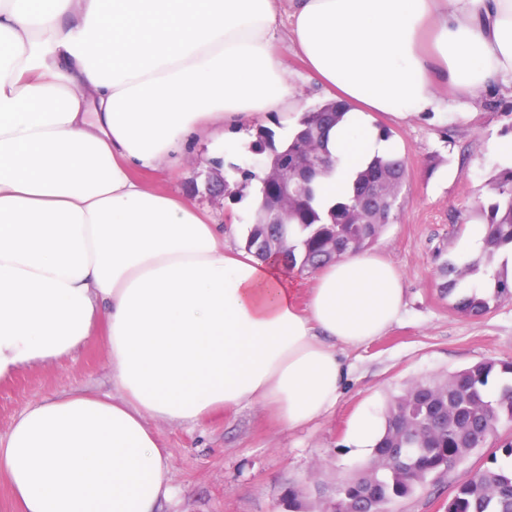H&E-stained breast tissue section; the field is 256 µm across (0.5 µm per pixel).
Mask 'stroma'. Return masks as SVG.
Returning <instances> with one entry per match:
<instances>
[{"label":"stroma","mask_w":512,"mask_h":512,"mask_svg":"<svg viewBox=\"0 0 512 512\" xmlns=\"http://www.w3.org/2000/svg\"><path fill=\"white\" fill-rule=\"evenodd\" d=\"M278 50L301 92L300 107L331 99V92L309 81L302 60L288 41ZM375 127L391 132L390 141L407 161L406 204L399 220L387 225L367 248L384 257L402 276L405 307L401 320L384 335L342 352L347 374L331 412L299 430H288L269 411L246 407L215 411L193 425L152 421L169 453V482L176 494L160 512H286L289 488L313 494L316 485L335 486L366 459L355 453L353 423L366 415L383 421L392 397L415 381L441 379L484 360H512V300L480 319L458 314L454 296L437 284L443 262L462 263L478 221L455 224L457 213L476 201H490L487 182L501 156L498 142L512 137V95L492 91L478 99L472 113H423L399 121L374 114ZM240 142L230 153L211 141L195 140L172 170L141 172L146 183L181 196L214 215L224 228V244L244 246L254 221L256 181L240 171L252 166L250 129H230ZM225 175L243 183L241 200L216 198L208 178ZM82 386L112 392V358L104 329L71 355L39 367L21 368L0 384V436H5L29 403ZM489 454L481 448L460 460L448 475L428 482L390 512H443L454 487L466 481Z\"/></svg>","instance_id":"35a3bbf8"}]
</instances>
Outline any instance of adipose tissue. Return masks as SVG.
<instances>
[{
    "mask_svg": "<svg viewBox=\"0 0 512 512\" xmlns=\"http://www.w3.org/2000/svg\"><path fill=\"white\" fill-rule=\"evenodd\" d=\"M288 38L350 105L316 207L391 153L372 124L459 110L512 82V0H0V381L105 327L115 396L26 405L0 438L21 512H158L169 455L150 422L261 405L300 428L336 404L338 347L383 335L404 284L383 257L300 275L225 247L216 218L147 187L204 136L278 114L297 128Z\"/></svg>",
    "mask_w": 512,
    "mask_h": 512,
    "instance_id": "1",
    "label": "adipose tissue"
}]
</instances>
